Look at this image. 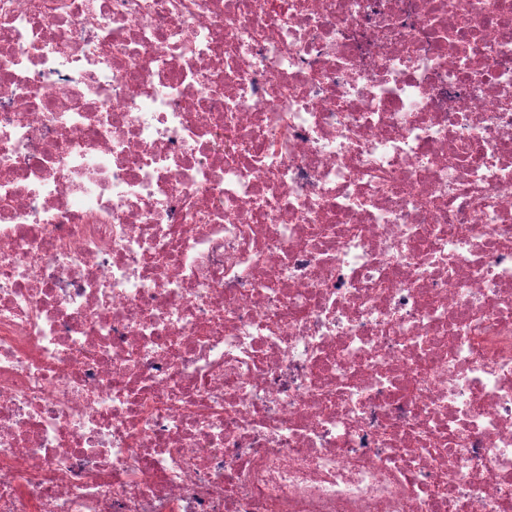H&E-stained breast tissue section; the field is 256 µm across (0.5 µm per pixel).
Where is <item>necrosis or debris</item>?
Listing matches in <instances>:
<instances>
[{
	"mask_svg": "<svg viewBox=\"0 0 512 512\" xmlns=\"http://www.w3.org/2000/svg\"><path fill=\"white\" fill-rule=\"evenodd\" d=\"M0 512H512V0H0Z\"/></svg>",
	"mask_w": 512,
	"mask_h": 512,
	"instance_id": "obj_1",
	"label": "necrosis or debris"
}]
</instances>
